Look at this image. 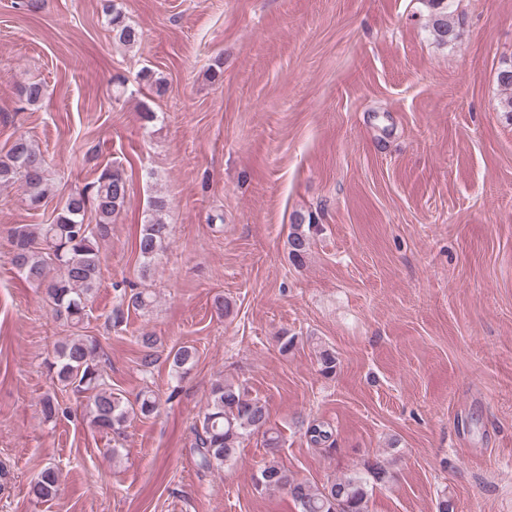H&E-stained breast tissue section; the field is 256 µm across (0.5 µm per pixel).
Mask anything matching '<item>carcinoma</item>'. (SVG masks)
Masks as SVG:
<instances>
[{
  "label": "carcinoma",
  "instance_id": "carcinoma-1",
  "mask_svg": "<svg viewBox=\"0 0 512 512\" xmlns=\"http://www.w3.org/2000/svg\"><path fill=\"white\" fill-rule=\"evenodd\" d=\"M430 10L434 37L441 44L454 42L457 22L450 10V0H424ZM109 23L114 38L123 45L134 46L142 40V31L129 23L123 11L112 8ZM506 94L502 111L512 119V63L497 75ZM22 100L37 105L45 98L40 82H29L18 89ZM21 182L27 205L36 210L45 200L50 171L41 150L21 135L5 155L0 157V186ZM129 195V183L121 164L102 167L90 186L68 195L50 224H21L9 230L11 263L29 283L44 289L55 317L74 326L83 324L88 303L99 288V242L112 233V224L123 210ZM95 213V223L85 222L88 209ZM165 202L160 197L149 201L136 248L142 259V271H151L157 256L165 250L170 225L162 218ZM304 218L295 216L288 234L289 256L299 260L309 247V236L302 231ZM127 308L145 310L152 303L149 294L138 291L124 295ZM141 366L150 368L158 361L159 340L144 334ZM103 352L99 341L82 334L62 342L49 363L52 379L64 389L84 395L86 411L92 425L100 432L116 437L124 435L130 418L147 419L158 408L153 393L145 391L130 402L104 381L101 369ZM194 347L183 345L169 352L167 360L176 373L187 372L196 362ZM320 371L330 376L336 371L335 353L326 348L317 351ZM197 466L210 470L237 457L245 437L260 434L267 448V460L256 477V486L265 490H284L299 512H369V481L384 482L388 470L381 462H369L364 470L336 477L317 486L294 477L279 461L281 435L270 422L268 408L261 399L252 397L246 386L223 379L215 381L205 411L192 426ZM305 435L314 446L335 442L330 424L314 420L307 424ZM60 490V474L44 468L30 486L38 501L54 498Z\"/></svg>",
  "mask_w": 512,
  "mask_h": 512
}]
</instances>
